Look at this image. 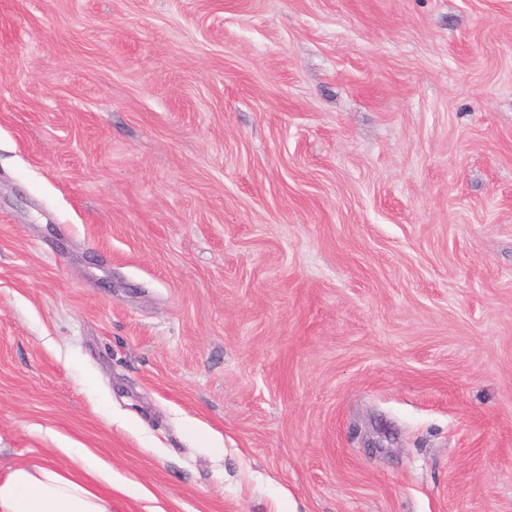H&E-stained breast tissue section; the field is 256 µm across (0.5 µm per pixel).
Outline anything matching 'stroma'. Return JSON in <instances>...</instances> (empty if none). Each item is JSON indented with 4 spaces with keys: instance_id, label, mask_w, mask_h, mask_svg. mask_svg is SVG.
I'll return each mask as SVG.
<instances>
[{
    "instance_id": "35a3bbf8",
    "label": "stroma",
    "mask_w": 512,
    "mask_h": 512,
    "mask_svg": "<svg viewBox=\"0 0 512 512\" xmlns=\"http://www.w3.org/2000/svg\"><path fill=\"white\" fill-rule=\"evenodd\" d=\"M164 512H512V0H0V471ZM62 451L71 469L30 461L0 472V512H116L112 488L136 498L148 495L142 486L118 480L90 448Z\"/></svg>"
}]
</instances>
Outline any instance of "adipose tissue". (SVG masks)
I'll list each match as a JSON object with an SVG mask.
<instances>
[{
  "instance_id": "adipose-tissue-1",
  "label": "adipose tissue",
  "mask_w": 512,
  "mask_h": 512,
  "mask_svg": "<svg viewBox=\"0 0 512 512\" xmlns=\"http://www.w3.org/2000/svg\"><path fill=\"white\" fill-rule=\"evenodd\" d=\"M73 466L21 463L0 472V512H114L113 490L140 498L145 490L118 480L91 449L67 448Z\"/></svg>"
}]
</instances>
